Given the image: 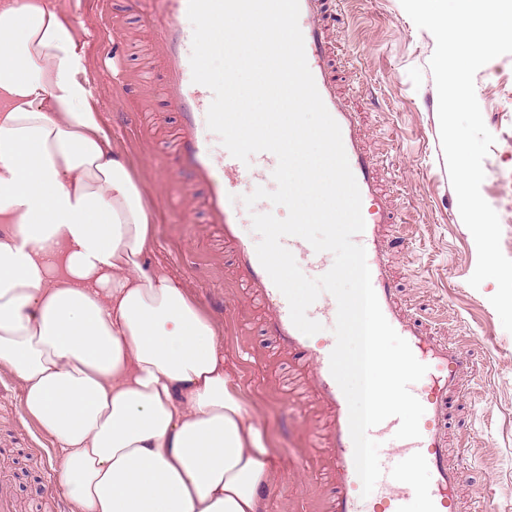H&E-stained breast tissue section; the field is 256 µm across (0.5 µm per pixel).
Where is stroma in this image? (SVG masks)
Returning a JSON list of instances; mask_svg holds the SVG:
<instances>
[{"label": "stroma", "instance_id": "obj_1", "mask_svg": "<svg viewBox=\"0 0 512 512\" xmlns=\"http://www.w3.org/2000/svg\"><path fill=\"white\" fill-rule=\"evenodd\" d=\"M340 8L345 24L339 54L349 67L354 102L365 114L368 146L382 160L384 176L401 202L400 230L408 246L395 255L394 271L402 298L438 336L463 346L471 360L469 397L452 414L448 443L450 455H465L461 512H474L483 487H492L499 500L512 499V333L490 303L496 283L488 280L477 289L468 283L477 248L459 220L440 141L438 93L429 70L435 38L414 24L400 0H340ZM106 27L103 20L73 26L85 46L100 116L123 103L118 74L127 70L148 79L143 106L174 122L143 56L147 39L139 18L127 21L135 47L118 63L104 53L97 35ZM475 92L496 138L483 162L481 194L498 214L501 250L512 258V195L501 191L504 174L512 175V54L477 72ZM112 139L127 153L151 215L147 262L167 269L195 299L209 300L205 313L221 334L228 370L259 419L274 490L263 500L264 512H317L325 486L297 469L298 457L310 449L303 436H289L285 419L294 417L303 427L321 425L323 412L272 337L263 335L256 312L241 304L231 252L216 230L185 223L162 159L141 153L133 130H113ZM57 482L56 449L25 413L16 380L0 371V495L12 496L14 512H73Z\"/></svg>", "mask_w": 512, "mask_h": 512}]
</instances>
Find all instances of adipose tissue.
<instances>
[{
  "instance_id": "adipose-tissue-1",
  "label": "adipose tissue",
  "mask_w": 512,
  "mask_h": 512,
  "mask_svg": "<svg viewBox=\"0 0 512 512\" xmlns=\"http://www.w3.org/2000/svg\"><path fill=\"white\" fill-rule=\"evenodd\" d=\"M42 0H0V369L75 512H263L260 423Z\"/></svg>"
}]
</instances>
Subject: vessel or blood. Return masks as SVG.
I'll list each match as a JSON object with an SVG mask.
<instances>
[{
  "label": "vessel or blood",
  "instance_id": "1",
  "mask_svg": "<svg viewBox=\"0 0 512 512\" xmlns=\"http://www.w3.org/2000/svg\"><path fill=\"white\" fill-rule=\"evenodd\" d=\"M299 7L307 64L326 108L340 126L361 193L365 229L356 240L366 251L373 289L389 324L408 342L416 359L428 367L423 378L410 387L425 409L420 437L396 439L400 421L395 417L370 430L372 436L386 443L380 456L383 474L370 497H363L355 468L348 404L330 372L334 344L312 345L309 336L293 325L286 298L256 252L239 235L246 211L233 200L270 180L277 158L260 152L244 163L228 154H213L203 127L211 98L206 86L192 81V33L181 23L188 0H132L133 11L152 30L150 52L164 72L161 85L169 110L177 116L175 123L157 125L143 110L123 113L121 119L140 134L165 143V152L177 170L190 172V181L180 186L184 210L189 216H202L231 248L244 304H255L262 329L273 337L280 354L300 371L303 385L326 414L327 425L315 434L322 454L304 457L301 462L329 485L326 512H459L457 489L465 474L460 465L448 460V423L463 397L468 357L462 348L429 335L425 323L399 301L391 276L392 255L404 247L391 236L390 227L397 221L396 204L366 148L367 131L361 116L339 85L333 33L340 16L334 0H299ZM282 244L308 277H320L332 266L329 253L314 251L302 238L288 236ZM307 315L321 323L335 320V298L320 295ZM415 468L427 472L425 486L409 480L408 474Z\"/></svg>",
  "mask_w": 512,
  "mask_h": 512
}]
</instances>
